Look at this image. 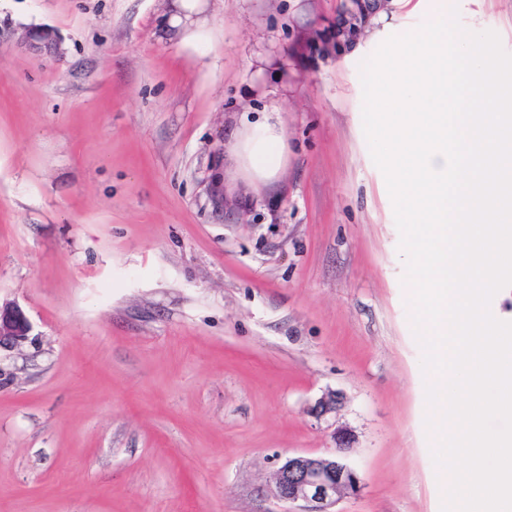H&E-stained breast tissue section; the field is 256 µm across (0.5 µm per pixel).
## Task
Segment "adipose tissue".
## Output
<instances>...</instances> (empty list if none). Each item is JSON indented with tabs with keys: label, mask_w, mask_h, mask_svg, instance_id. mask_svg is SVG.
Listing matches in <instances>:
<instances>
[{
	"label": "adipose tissue",
	"mask_w": 512,
	"mask_h": 512,
	"mask_svg": "<svg viewBox=\"0 0 512 512\" xmlns=\"http://www.w3.org/2000/svg\"><path fill=\"white\" fill-rule=\"evenodd\" d=\"M286 153L284 120L279 109L266 112L261 121L234 135L232 154L251 179L273 180L284 163Z\"/></svg>",
	"instance_id": "adipose-tissue-1"
}]
</instances>
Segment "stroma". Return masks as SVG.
Here are the masks:
<instances>
[{"instance_id":"1","label":"stroma","mask_w":512,"mask_h":512,"mask_svg":"<svg viewBox=\"0 0 512 512\" xmlns=\"http://www.w3.org/2000/svg\"><path fill=\"white\" fill-rule=\"evenodd\" d=\"M342 2L206 0L200 50L166 0H0V302L33 325L0 351V512H290L279 459L339 428L363 486L336 512H441L360 64L452 4L512 53V0H389L311 55ZM42 27L61 59L19 46ZM269 105L288 160L252 185L231 135Z\"/></svg>"}]
</instances>
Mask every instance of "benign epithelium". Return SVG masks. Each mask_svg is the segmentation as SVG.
Segmentation results:
<instances>
[{
    "label": "benign epithelium",
    "mask_w": 512,
    "mask_h": 512,
    "mask_svg": "<svg viewBox=\"0 0 512 512\" xmlns=\"http://www.w3.org/2000/svg\"><path fill=\"white\" fill-rule=\"evenodd\" d=\"M387 9V0H344L336 22V51L356 47L362 32L372 26V19ZM19 41L49 55L59 54V38L51 28L27 30ZM32 323L23 309L11 303L0 304V350L17 349L30 339ZM338 398L327 395L316 402L312 414L321 418L336 412ZM351 434L335 432L336 448L321 455H294L285 459L275 473V496L288 503H299L301 512H335L343 495H355L362 479L341 456L349 447Z\"/></svg>",
    "instance_id": "1"
}]
</instances>
